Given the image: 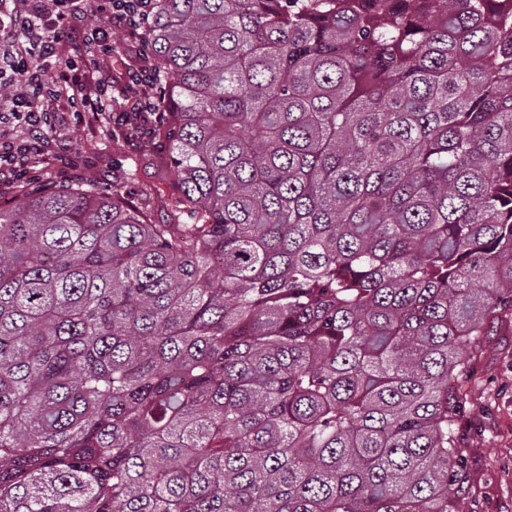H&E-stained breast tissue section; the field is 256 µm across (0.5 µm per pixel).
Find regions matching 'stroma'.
I'll return each mask as SVG.
<instances>
[{
    "instance_id": "stroma-1",
    "label": "stroma",
    "mask_w": 512,
    "mask_h": 512,
    "mask_svg": "<svg viewBox=\"0 0 512 512\" xmlns=\"http://www.w3.org/2000/svg\"><path fill=\"white\" fill-rule=\"evenodd\" d=\"M59 162L31 181V188H58L92 180L95 189H121L128 199L146 206L151 221L169 215L172 170L158 171L165 152L161 139L147 137L129 147L120 134L98 127L54 134ZM458 432L466 448L462 487H449L467 512H512V317L488 326L470 353L469 373L462 384Z\"/></svg>"
}]
</instances>
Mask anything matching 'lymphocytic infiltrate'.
Here are the masks:
<instances>
[{
  "label": "lymphocytic infiltrate",
  "mask_w": 512,
  "mask_h": 512,
  "mask_svg": "<svg viewBox=\"0 0 512 512\" xmlns=\"http://www.w3.org/2000/svg\"><path fill=\"white\" fill-rule=\"evenodd\" d=\"M94 12L100 24L87 28ZM155 0H0V87L19 93L0 100V176L24 180L30 169L53 163L49 137L58 127H81L131 109L127 140L150 135L163 109H144L139 97L155 89L141 45L139 63L112 72L113 32L135 36L154 21Z\"/></svg>",
  "instance_id": "lymphocytic-infiltrate-1"
}]
</instances>
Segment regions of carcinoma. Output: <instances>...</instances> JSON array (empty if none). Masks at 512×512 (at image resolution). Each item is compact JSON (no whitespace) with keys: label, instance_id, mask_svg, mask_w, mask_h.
<instances>
[{"label":"carcinoma","instance_id":"cac0c4a2","mask_svg":"<svg viewBox=\"0 0 512 512\" xmlns=\"http://www.w3.org/2000/svg\"><path fill=\"white\" fill-rule=\"evenodd\" d=\"M170 220L0 205V512H461L512 316V0H157Z\"/></svg>","mask_w":512,"mask_h":512}]
</instances>
